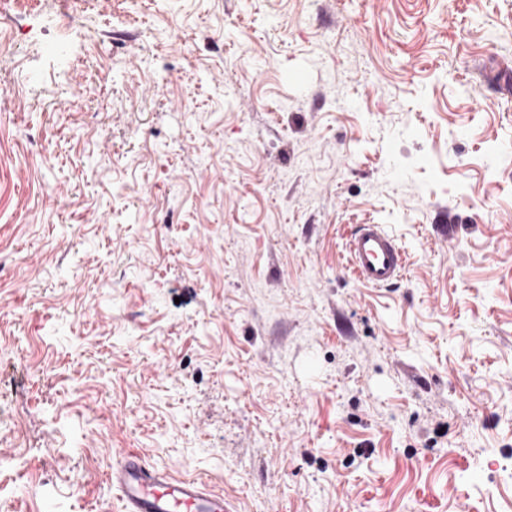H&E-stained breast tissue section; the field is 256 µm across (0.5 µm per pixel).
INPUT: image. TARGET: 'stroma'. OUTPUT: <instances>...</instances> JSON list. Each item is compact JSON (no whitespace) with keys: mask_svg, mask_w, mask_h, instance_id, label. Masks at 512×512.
Instances as JSON below:
<instances>
[{"mask_svg":"<svg viewBox=\"0 0 512 512\" xmlns=\"http://www.w3.org/2000/svg\"><path fill=\"white\" fill-rule=\"evenodd\" d=\"M0 15V512H512V0ZM346 252L351 273L362 285L383 288L407 275L403 251L380 224H360ZM108 481L122 512H229L224 495L193 480H176L139 453L115 450Z\"/></svg>","mask_w":512,"mask_h":512,"instance_id":"1","label":"stroma"}]
</instances>
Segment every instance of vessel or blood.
<instances>
[{
  "label": "vessel or blood",
  "instance_id": "1",
  "mask_svg": "<svg viewBox=\"0 0 512 512\" xmlns=\"http://www.w3.org/2000/svg\"><path fill=\"white\" fill-rule=\"evenodd\" d=\"M346 252L351 273L362 285L383 288L407 275L403 251L381 225H359ZM114 456L108 481L121 512H230L223 495L202 483L173 479L135 452L118 450Z\"/></svg>",
  "mask_w": 512,
  "mask_h": 512
}]
</instances>
